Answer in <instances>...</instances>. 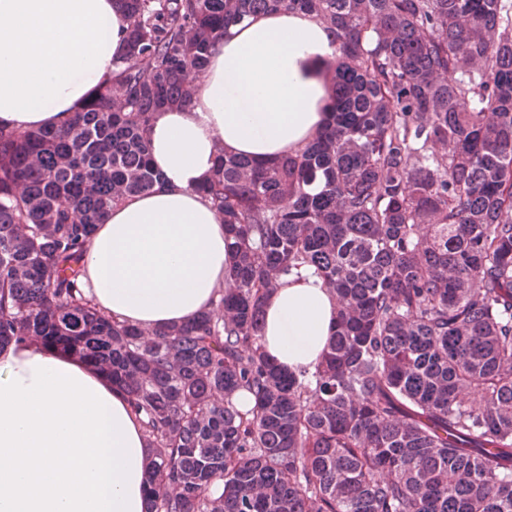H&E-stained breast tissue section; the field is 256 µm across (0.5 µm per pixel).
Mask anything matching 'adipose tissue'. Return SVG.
Instances as JSON below:
<instances>
[{
	"label": "adipose tissue",
	"instance_id": "obj_1",
	"mask_svg": "<svg viewBox=\"0 0 512 512\" xmlns=\"http://www.w3.org/2000/svg\"><path fill=\"white\" fill-rule=\"evenodd\" d=\"M128 23L112 0H0V129L63 126L113 76ZM339 55L304 13L248 18L217 43L188 107L149 130L153 192L113 206L86 245L80 276L102 313L145 329L212 309L230 253L198 188L218 153L269 163L323 129ZM336 325V299L306 270L265 303L261 346L294 373L314 372ZM152 464L127 392L92 363L34 343L0 349V512H144Z\"/></svg>",
	"mask_w": 512,
	"mask_h": 512
}]
</instances>
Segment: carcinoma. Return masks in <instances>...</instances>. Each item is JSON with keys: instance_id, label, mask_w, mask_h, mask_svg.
I'll return each mask as SVG.
<instances>
[{"instance_id": "obj_1", "label": "carcinoma", "mask_w": 512, "mask_h": 512, "mask_svg": "<svg viewBox=\"0 0 512 512\" xmlns=\"http://www.w3.org/2000/svg\"><path fill=\"white\" fill-rule=\"evenodd\" d=\"M118 71L56 129H0V348L86 358L129 395L155 462L145 512H512V0H113ZM339 43L334 109L300 153H224L199 192L230 267L215 307L146 330L77 265L152 192L148 129L190 105L257 13ZM301 270L336 298L316 371L260 344ZM248 392L254 406L236 408Z\"/></svg>"}]
</instances>
